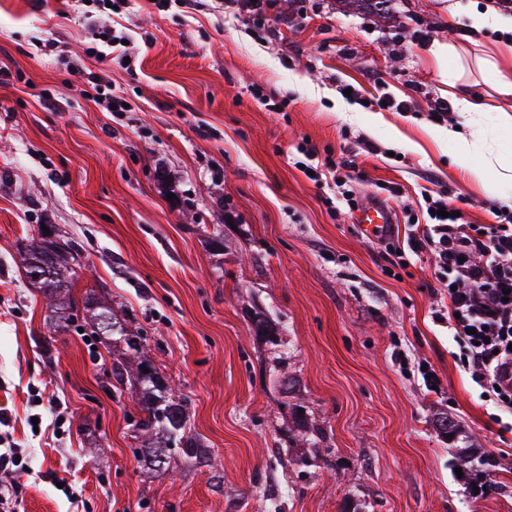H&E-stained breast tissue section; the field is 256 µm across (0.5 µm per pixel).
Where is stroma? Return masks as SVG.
Segmentation results:
<instances>
[{
	"label": "stroma",
	"mask_w": 512,
	"mask_h": 512,
	"mask_svg": "<svg viewBox=\"0 0 512 512\" xmlns=\"http://www.w3.org/2000/svg\"><path fill=\"white\" fill-rule=\"evenodd\" d=\"M265 3L0 0V448L28 466L0 485H20L17 512H512V433L436 318L448 298L432 254L394 266L297 151L355 159L357 202L388 204L396 240L428 223L426 193L498 223L512 181L470 170L512 150V97L478 66L508 36L467 45L479 119L440 118L451 63L433 51L468 25L448 0H394L384 19ZM104 28L129 36L134 64L86 55ZM91 74L128 110L85 96ZM42 226L81 248L68 313L108 303L112 335L84 337L26 279L23 240ZM129 336L186 400L202 461L138 463L140 385L114 392L110 372ZM446 415L451 439L435 427Z\"/></svg>",
	"instance_id": "1"
}]
</instances>
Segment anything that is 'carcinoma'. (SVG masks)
<instances>
[{
	"mask_svg": "<svg viewBox=\"0 0 512 512\" xmlns=\"http://www.w3.org/2000/svg\"><path fill=\"white\" fill-rule=\"evenodd\" d=\"M348 7L370 12L376 16L384 15L391 7L393 0H340ZM27 262L25 275L33 283L41 288L51 287L52 278L57 271L66 269L70 260L76 259L79 249L73 245L52 242L41 237H33L25 246ZM40 268L42 277H34V268ZM148 372H142V369ZM137 369V380L142 385V403L146 418L140 423L141 428L149 433V437L156 438L155 445L151 448L140 449V458L150 468L159 467L161 460L158 458V450L169 447L172 437L184 428L185 414L182 400L175 399L166 394L167 387L157 369L151 365H144ZM175 451L188 460H199L204 457L205 451L201 445L190 438H179L174 443Z\"/></svg>",
	"mask_w": 512,
	"mask_h": 512,
	"instance_id": "1",
	"label": "carcinoma"
}]
</instances>
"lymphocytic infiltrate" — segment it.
<instances>
[{
    "label": "lymphocytic infiltrate",
    "instance_id": "lymphocytic-infiltrate-1",
    "mask_svg": "<svg viewBox=\"0 0 512 512\" xmlns=\"http://www.w3.org/2000/svg\"><path fill=\"white\" fill-rule=\"evenodd\" d=\"M434 209L429 224L410 229V254L430 251L435 277L448 289V329L460 344L459 359L474 383L512 415V224L476 228L459 217L441 216L442 201L426 198ZM481 263H473V256Z\"/></svg>",
    "mask_w": 512,
    "mask_h": 512
}]
</instances>
